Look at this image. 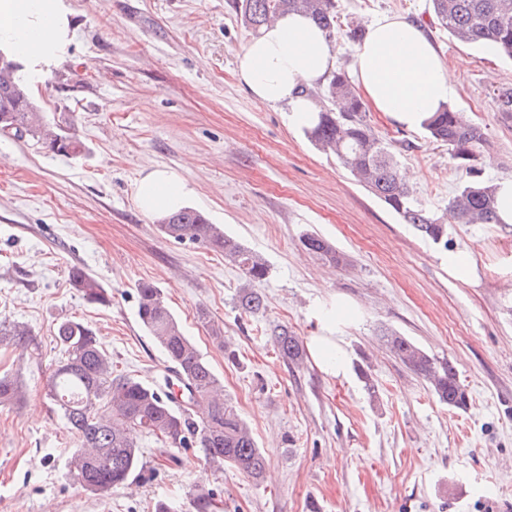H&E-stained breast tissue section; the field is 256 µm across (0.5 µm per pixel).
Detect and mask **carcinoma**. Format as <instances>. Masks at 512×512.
I'll use <instances>...</instances> for the list:
<instances>
[{
    "label": "carcinoma",
    "mask_w": 512,
    "mask_h": 512,
    "mask_svg": "<svg viewBox=\"0 0 512 512\" xmlns=\"http://www.w3.org/2000/svg\"><path fill=\"white\" fill-rule=\"evenodd\" d=\"M429 2L439 25L457 41L488 45L512 60V0ZM234 8L245 27L253 30L281 14L303 12L331 39L344 36L358 42L365 34L361 22L342 21L336 0H234ZM302 92L323 100L315 125L306 130L311 141L333 153L357 184L423 238L446 246L451 223H498L497 185L483 178L479 167L487 136L465 113L445 105L422 124L431 140L448 146L450 157L467 177L448 199L446 212L438 216L418 204L401 173L400 154L409 144L402 143L397 149L378 135L344 67H337L319 87L304 86ZM6 127L17 137L37 140L54 155L73 158L86 152L74 125L48 122L15 74L0 76V131ZM165 220L160 225L165 235L218 252L241 271L244 282L236 296L241 312L256 314L264 308L254 284L266 278L268 266L258 253L193 208L185 207ZM301 243L336 266L348 264L342 253L318 235L306 233ZM69 281L87 302L111 303L107 289L83 268H71ZM137 314L171 364L183 400L175 401L174 393L159 385L114 374L112 357L91 325L71 319L60 322L55 336L62 359L46 380L45 394L79 442L69 460L74 483L98 494L127 485L140 468V437L144 434L153 436L161 448H198L215 469L222 470L227 464L248 479L261 480L267 466L265 455L248 423L224 398V385L210 363L170 311L162 289L150 282L140 283ZM270 338L284 361L296 367L303 364V340L288 327L274 326ZM382 339L395 358L426 382L439 402L455 409L467 407V394L451 361L429 355L391 328L383 330ZM19 343H35L33 330L24 324L0 323V347ZM24 399L22 380L0 375V406H16Z\"/></svg>",
    "instance_id": "carcinoma-1"
}]
</instances>
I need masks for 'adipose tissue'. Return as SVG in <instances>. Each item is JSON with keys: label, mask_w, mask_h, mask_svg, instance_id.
Here are the masks:
<instances>
[{"label": "adipose tissue", "mask_w": 512, "mask_h": 512, "mask_svg": "<svg viewBox=\"0 0 512 512\" xmlns=\"http://www.w3.org/2000/svg\"><path fill=\"white\" fill-rule=\"evenodd\" d=\"M75 36L68 0H0V51L21 63L25 79H39L56 68ZM336 67L334 44L305 15L288 13L243 47L239 79L256 105L284 108L289 124L305 129L315 123L320 107L301 89L324 83ZM351 68L374 110L407 128L421 126L454 91L453 76L433 44L400 16L383 15L369 23ZM193 194V187L170 169L144 171L135 185L139 210L155 219L185 206ZM336 321V309H329L310 338L314 361L332 376L341 374L345 364Z\"/></svg>", "instance_id": "1"}]
</instances>
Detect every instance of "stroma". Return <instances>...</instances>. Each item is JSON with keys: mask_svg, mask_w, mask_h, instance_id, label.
<instances>
[{"mask_svg": "<svg viewBox=\"0 0 512 512\" xmlns=\"http://www.w3.org/2000/svg\"><path fill=\"white\" fill-rule=\"evenodd\" d=\"M232 2L69 0L76 42L27 89L48 120L74 117L86 153L57 156L0 133V322L29 325L37 341L0 349V374L27 388L21 407H0V512H156L162 501L194 512L201 490L220 512H310L314 498L322 512H512V224L449 225L445 248L418 236L285 112L253 104L238 77L253 33ZM337 5L365 24L390 14L420 26L456 77L451 106L487 134L495 166L485 177L512 178V117L496 99L512 86L511 60L432 24L429 0ZM369 119L408 144L401 161L415 197L443 214L463 181L447 146L379 112ZM154 168L175 170L195 189L189 207L265 259L261 312L236 308L241 272L223 255L175 241L137 208L136 181ZM307 233L333 243L348 267L306 251ZM460 251L473 260L467 281L448 268ZM74 266L108 290L110 305L71 287ZM144 281L163 290L248 422L268 460L263 481L214 470L194 448L160 455L150 437L129 487L101 496L70 479L78 441L44 396L60 356L55 328L87 322L116 372L161 380L168 363L137 316ZM332 307L346 373L283 361L271 327L306 339ZM385 328L450 360L467 409L440 403L394 358Z\"/></svg>", "mask_w": 512, "mask_h": 512, "instance_id": "1", "label": "stroma"}]
</instances>
